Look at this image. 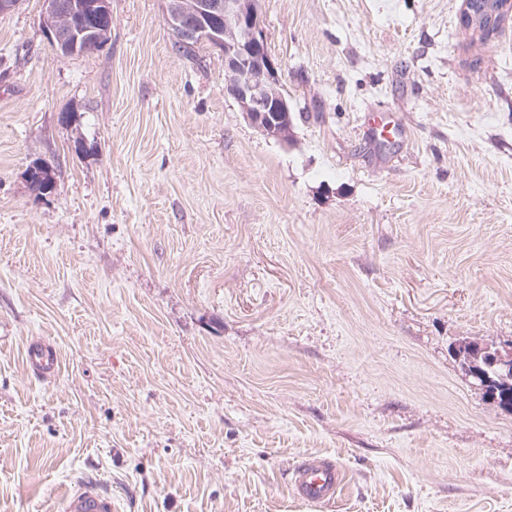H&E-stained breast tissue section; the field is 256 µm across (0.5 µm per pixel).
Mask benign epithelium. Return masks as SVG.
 Wrapping results in <instances>:
<instances>
[{
    "instance_id": "1",
    "label": "benign epithelium",
    "mask_w": 512,
    "mask_h": 512,
    "mask_svg": "<svg viewBox=\"0 0 512 512\" xmlns=\"http://www.w3.org/2000/svg\"><path fill=\"white\" fill-rule=\"evenodd\" d=\"M60 0H42L43 26L57 50L68 55L77 51L79 40H94L112 19L109 0H80L71 5L78 27L60 28ZM163 20L175 42H207L224 56V92L240 105L247 119L264 135L283 139L290 119L288 99L280 91L279 65L271 57L259 11V0H164ZM473 350L484 356L501 381L512 378V340L475 343ZM469 374L485 393L498 400L494 380L476 364Z\"/></svg>"
}]
</instances>
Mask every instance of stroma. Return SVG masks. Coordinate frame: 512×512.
I'll return each mask as SVG.
<instances>
[{"label":"stroma","instance_id":"1","mask_svg":"<svg viewBox=\"0 0 512 512\" xmlns=\"http://www.w3.org/2000/svg\"><path fill=\"white\" fill-rule=\"evenodd\" d=\"M109 5L84 55L42 0L0 15V512L86 483L113 512H315L312 454L345 476L327 512H512V411L455 354L512 339V16L482 41L463 0H259L281 142L162 0ZM365 124L372 138L378 141L399 138L404 131L403 127L398 125L394 118L385 117L374 112L366 114ZM26 362L32 375L42 380H49L59 370L60 356L52 345L31 341L26 349ZM343 479L340 467L334 462L308 457L295 469L293 491L303 502L323 508L336 502Z\"/></svg>","mask_w":512,"mask_h":512}]
</instances>
